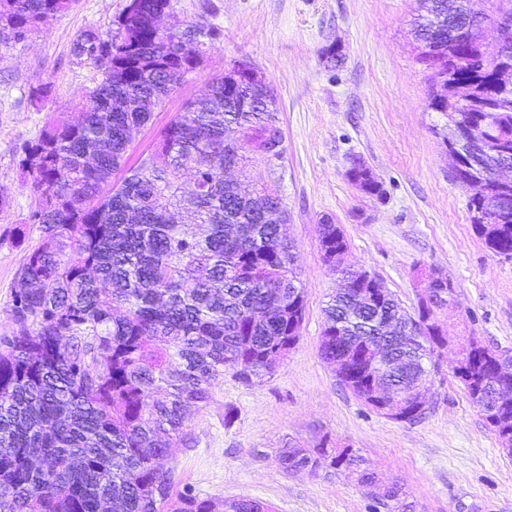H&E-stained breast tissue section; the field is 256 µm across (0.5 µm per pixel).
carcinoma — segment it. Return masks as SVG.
<instances>
[{"instance_id":"obj_1","label":"carcinoma","mask_w":512,"mask_h":512,"mask_svg":"<svg viewBox=\"0 0 512 512\" xmlns=\"http://www.w3.org/2000/svg\"><path fill=\"white\" fill-rule=\"evenodd\" d=\"M73 2L0 0V46L25 39ZM428 2L416 42L442 47L443 60L419 58L434 85L455 84L453 97L435 93L429 107L498 144L512 163V53L465 43L456 21L470 0ZM170 8L171 0H128L111 21L115 29L81 31L72 56L100 78L76 101L78 118H49L20 148L39 243L25 247L10 306L14 329L0 338V512H273L250 498L172 496L171 441L194 445L187 413L209 404L228 369L246 385L272 375L278 354L299 340L305 300L293 245L281 232L283 199L265 187L244 195L220 178L227 164L243 173L266 160L275 144L284 158L270 83H253L233 66L113 180L131 132L203 60L204 23L169 32L143 24ZM479 56L499 66L472 64ZM347 175L364 194L383 197L361 159L350 161ZM461 185L472 191L475 234L512 259V187L504 191L480 172ZM320 248L327 261L347 248L329 218ZM344 280L324 309L320 344L331 363L351 355L339 382L364 402L372 376L396 394L420 375L412 366L420 350L449 347L469 397L493 383L506 397L483 414L512 455V380L495 377L497 351L475 337L448 346L435 319L448 306V280L422 275L441 298L413 315L377 277ZM327 458L357 484H376L351 448L281 451L288 471L314 472ZM383 506L410 508L396 484L386 486Z\"/></svg>"}]
</instances>
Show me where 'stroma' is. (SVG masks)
Returning a JSON list of instances; mask_svg holds the SVG:
<instances>
[{"label": "stroma", "mask_w": 512, "mask_h": 512, "mask_svg": "<svg viewBox=\"0 0 512 512\" xmlns=\"http://www.w3.org/2000/svg\"><path fill=\"white\" fill-rule=\"evenodd\" d=\"M126 0H75L27 39L0 47V336L14 325L9 305L34 194L18 166L20 146L38 136L48 115L65 111L98 72L69 51L85 28L107 30ZM165 25L201 21L213 30L203 63L133 135L131 156L149 153L185 103L234 64L250 63L274 88L284 160L255 165L251 182L285 201V233L304 289L300 339L262 384L225 375L209 406L191 413V448L168 460L177 491L201 497H253L274 512H388L383 485L403 487L415 512H512V457L443 356L431 376L425 414L396 421L365 406L340 385L320 355L326 301L341 279L323 260L319 225L341 224L344 267L381 279L406 309L417 306L418 273L442 272L453 300L438 314L458 341L512 351V260L494 254L470 223V192L453 178L445 117L428 106L430 72L419 63L413 22L422 0H171ZM336 48L342 59L326 57ZM51 84V94L34 91ZM371 168L385 190L376 198L350 181V156ZM361 454L379 479L361 488L329 463L313 473L286 472L283 448L319 443Z\"/></svg>", "instance_id": "35a3bbf8"}]
</instances>
